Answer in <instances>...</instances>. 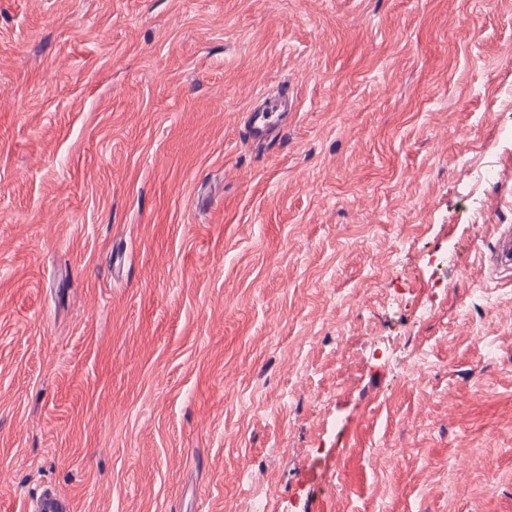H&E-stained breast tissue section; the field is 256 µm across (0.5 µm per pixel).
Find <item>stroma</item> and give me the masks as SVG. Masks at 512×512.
Instances as JSON below:
<instances>
[{
    "instance_id": "stroma-1",
    "label": "stroma",
    "mask_w": 512,
    "mask_h": 512,
    "mask_svg": "<svg viewBox=\"0 0 512 512\" xmlns=\"http://www.w3.org/2000/svg\"><path fill=\"white\" fill-rule=\"evenodd\" d=\"M500 225L512 0H0V512H512ZM246 134L257 140H266L279 131L278 104L266 106L261 112L252 113L245 126Z\"/></svg>"
}]
</instances>
